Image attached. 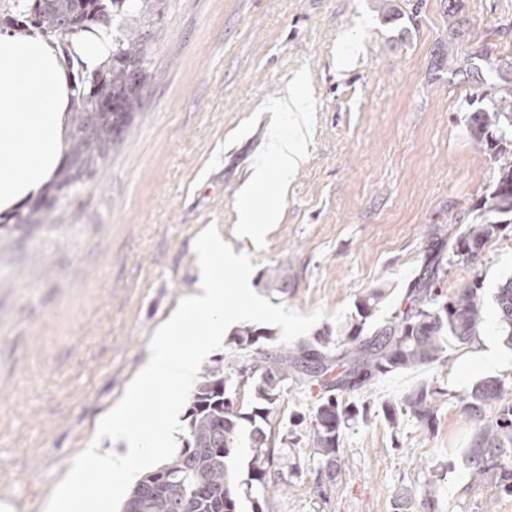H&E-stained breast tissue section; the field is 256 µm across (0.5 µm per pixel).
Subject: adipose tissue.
Listing matches in <instances>:
<instances>
[{
  "label": "adipose tissue",
  "instance_id": "ef3b65f1",
  "mask_svg": "<svg viewBox=\"0 0 512 512\" xmlns=\"http://www.w3.org/2000/svg\"><path fill=\"white\" fill-rule=\"evenodd\" d=\"M310 108L302 90L280 100L288 126L271 131L268 151L248 183L242 200L243 234L257 235L259 223L274 220L271 211L256 216L252 201L270 182L287 188L302 164ZM69 110V80L54 47L37 33H0V212L36 196L48 183L66 149Z\"/></svg>",
  "mask_w": 512,
  "mask_h": 512
}]
</instances>
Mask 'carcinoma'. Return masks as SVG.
Segmentation results:
<instances>
[{"label": "carcinoma", "mask_w": 512, "mask_h": 512, "mask_svg": "<svg viewBox=\"0 0 512 512\" xmlns=\"http://www.w3.org/2000/svg\"><path fill=\"white\" fill-rule=\"evenodd\" d=\"M167 0H0V26L37 31L59 49L60 65L71 76L70 150L67 164L55 175L51 189L70 190L93 179L110 152L142 109L143 89L155 37ZM112 28V53L100 66L75 68L79 60L69 30ZM498 79L481 80L474 98L485 107L471 113L469 130L477 144L498 158L500 177L480 203L467 210L468 223L450 217L435 225L422 273L406 292L405 305L382 325L372 323L385 297L373 288L355 303V313L338 335L318 333L314 339L269 351L260 340L271 332L245 325L234 343L247 353V364L231 370L220 364L201 376L191 397L187 437L182 448L162 465L167 482L146 473L131 490L123 512H237L239 488L230 461L239 448H249V482L253 512H269L271 476L282 459L274 435L267 430L277 418V405L288 382L316 381L323 395L310 420L315 448L312 460L327 470L326 496L336 488L340 468L341 432L352 423H366L372 407L356 404L336 391L369 390L377 379L396 371L434 364L450 347L469 345L484 323L483 288L466 282L448 294L440 287L454 263L476 264L485 245L506 234L512 224V85L494 63H486ZM112 109V125L89 123L90 113ZM498 326L512 347V277L494 295ZM341 368L334 382H324L333 368ZM249 387L250 407L232 398V390ZM448 390L421 386L397 403L381 404L391 427L411 421L421 434L433 432ZM462 411L475 426L473 446L465 462L474 481L492 471L498 486L512 493V384L498 377L477 382L460 398ZM426 512H435L436 483L416 490Z\"/></svg>", "instance_id": "1"}]
</instances>
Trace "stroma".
Listing matches in <instances>:
<instances>
[{
	"instance_id": "obj_1",
	"label": "stroma",
	"mask_w": 512,
	"mask_h": 512,
	"mask_svg": "<svg viewBox=\"0 0 512 512\" xmlns=\"http://www.w3.org/2000/svg\"><path fill=\"white\" fill-rule=\"evenodd\" d=\"M171 0L150 63L143 108L93 180L41 207L42 224L0 226V500L44 512L100 418L144 367L152 336L197 280L194 243L216 225L250 256L253 290L272 305L331 313L386 291L376 323L421 271L434 225L473 206L499 165L475 147L465 71L475 51L512 61V0ZM312 102L307 156L287 192L270 188L280 221L239 233V192L263 149L273 107L296 75ZM284 269L285 292L266 272ZM512 276V233L479 263L450 266L442 288L479 281L484 325L440 362L380 378L356 402L397 401L437 385L448 401L433 433L393 432L382 417L346 429L335 491L312 461L308 413L320 390L289 384L275 435L285 436L270 512H422L397 491L444 474L437 512H512L487 474L461 462L474 427L457 397L485 377L512 381L492 296ZM488 348L495 363L480 361Z\"/></svg>"
}]
</instances>
